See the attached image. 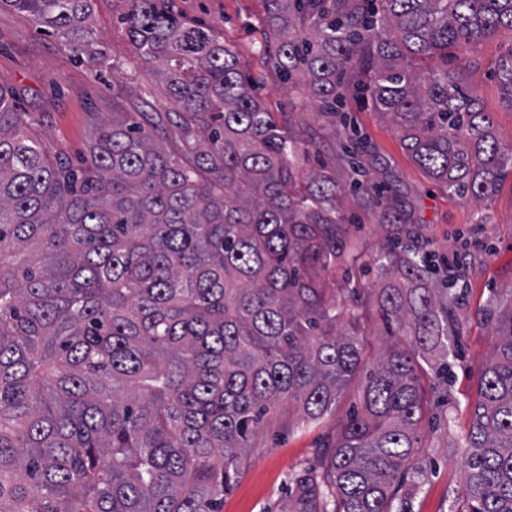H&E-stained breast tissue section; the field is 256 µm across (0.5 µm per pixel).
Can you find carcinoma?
<instances>
[{
  "instance_id": "carcinoma-1",
  "label": "carcinoma",
  "mask_w": 512,
  "mask_h": 512,
  "mask_svg": "<svg viewBox=\"0 0 512 512\" xmlns=\"http://www.w3.org/2000/svg\"><path fill=\"white\" fill-rule=\"evenodd\" d=\"M381 5H376V2ZM108 65L92 0H0ZM275 65L302 69L336 122V76L366 86L411 159L448 192L488 201L512 141L448 68L512 29V0H269ZM121 18L171 112L112 113L79 166L50 156L0 84V512H220L247 449L276 420L318 421L364 374L362 407L294 478L283 512H409L426 410L424 369L448 382L461 293L403 221L397 191L378 243L382 312L413 347L363 370L369 289L327 275L357 259L342 188L303 177L304 136L275 123L232 47L159 0ZM512 108V53L496 62ZM176 125V148L165 143ZM495 342L478 378L459 512H512V305L484 309Z\"/></svg>"
}]
</instances>
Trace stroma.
I'll return each mask as SVG.
<instances>
[{
  "label": "stroma",
  "instance_id": "stroma-1",
  "mask_svg": "<svg viewBox=\"0 0 512 512\" xmlns=\"http://www.w3.org/2000/svg\"><path fill=\"white\" fill-rule=\"evenodd\" d=\"M166 6L186 22L207 26L233 48L245 79L276 122L310 138L308 148L299 152L300 170L336 179L345 190L339 209L353 237L375 244L379 217L352 200L357 175L342 155L341 138L320 115L307 88L285 83L272 63L266 0H166ZM125 10V0L92 2V23L111 55L110 68L96 77L55 35L0 0V82L13 90L50 154L79 163L94 126L111 120L113 113L170 111L163 83L136 58L118 22ZM511 50L512 30L500 29L472 47L473 63L462 79L490 112L498 135L512 140V108L504 104L495 74L496 61ZM341 91L351 126L371 145L360 157L368 179L397 190L405 222L418 225L439 254L454 257L455 271L466 284L459 311L463 333L449 358L452 382L447 397L439 398L423 421L416 459L425 477L409 502L411 512H451L465 482L464 445L478 370L494 342L481 310L492 291H512V175L482 207L448 194L409 157L366 93L346 82ZM360 390V379L351 380L331 414L320 421L293 429L277 422L265 429L248 449L222 512H281L292 480L318 466L323 443L358 405Z\"/></svg>",
  "mask_w": 512,
  "mask_h": 512
}]
</instances>
